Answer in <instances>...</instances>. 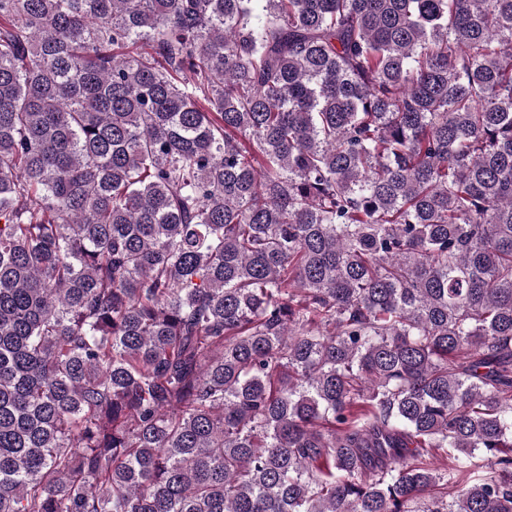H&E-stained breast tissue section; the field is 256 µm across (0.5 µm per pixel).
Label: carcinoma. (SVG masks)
I'll use <instances>...</instances> for the list:
<instances>
[{"label":"carcinoma","mask_w":512,"mask_h":512,"mask_svg":"<svg viewBox=\"0 0 512 512\" xmlns=\"http://www.w3.org/2000/svg\"><path fill=\"white\" fill-rule=\"evenodd\" d=\"M0 512H512V0H0Z\"/></svg>","instance_id":"1"}]
</instances>
